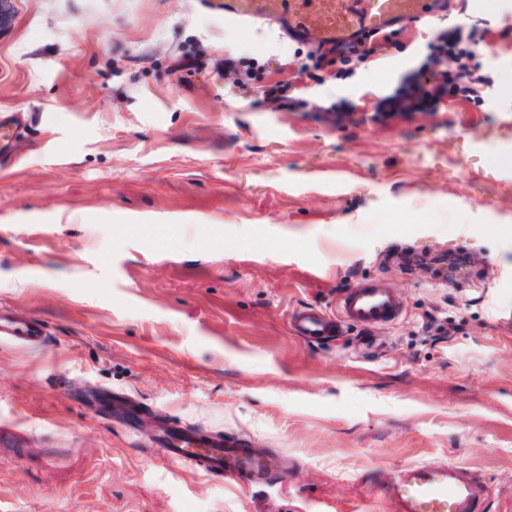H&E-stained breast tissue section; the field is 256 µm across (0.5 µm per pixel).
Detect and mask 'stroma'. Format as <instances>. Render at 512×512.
Here are the masks:
<instances>
[{"instance_id": "35a3bbf8", "label": "stroma", "mask_w": 512, "mask_h": 512, "mask_svg": "<svg viewBox=\"0 0 512 512\" xmlns=\"http://www.w3.org/2000/svg\"><path fill=\"white\" fill-rule=\"evenodd\" d=\"M12 6L0 112L30 119L0 164V305L49 342L0 343V512H388L373 476L430 461L478 473L483 512H512V0H452L404 49L300 88L293 112L223 67L274 59L266 82L294 79L309 47L278 25L197 0ZM455 29L486 33L470 66L488 99L372 121ZM339 101L340 126L309 110ZM406 254L470 265L442 283ZM367 278L402 291L397 324L293 335V310ZM104 389L144 415L114 421ZM162 422L249 438L285 478L168 462Z\"/></svg>"}]
</instances>
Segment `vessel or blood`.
Listing matches in <instances>:
<instances>
[{
	"mask_svg": "<svg viewBox=\"0 0 512 512\" xmlns=\"http://www.w3.org/2000/svg\"><path fill=\"white\" fill-rule=\"evenodd\" d=\"M201 7L242 23L286 24L303 40L317 35L322 45L348 43L393 25L432 15V0H199ZM25 125L21 112L0 113V154L13 152ZM336 313L314 307L292 312L293 333L307 342L341 335L348 326L373 331L398 322L405 309L401 292L373 279L338 293ZM0 341L42 347L47 342L38 320H19L0 309ZM157 445L172 462L227 479L272 480L281 473L273 461L244 439L204 436L190 426L162 428ZM389 512H481L487 487L477 475L442 463L408 466L397 477L376 483Z\"/></svg>",
	"mask_w": 512,
	"mask_h": 512,
	"instance_id": "vessel-or-blood-1",
	"label": "vessel or blood"
}]
</instances>
